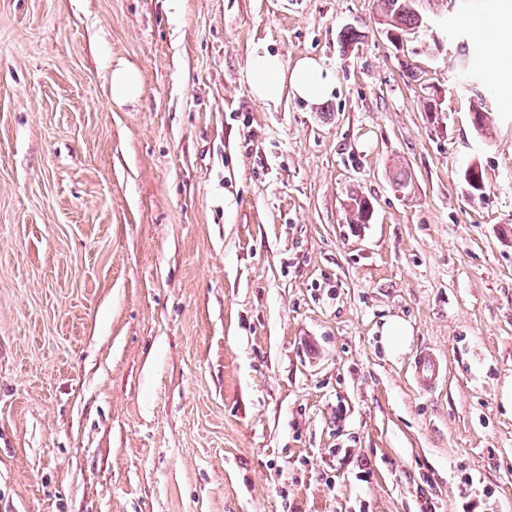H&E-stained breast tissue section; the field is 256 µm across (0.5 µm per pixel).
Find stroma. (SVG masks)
Listing matches in <instances>:
<instances>
[{"mask_svg":"<svg viewBox=\"0 0 512 512\" xmlns=\"http://www.w3.org/2000/svg\"><path fill=\"white\" fill-rule=\"evenodd\" d=\"M510 12L0 0V512H512ZM257 46L334 93L256 101ZM423 1L422 6L419 5ZM377 7L383 26H389V30L402 35L410 33L415 28L423 25L428 13L448 11V0H378ZM425 7V9H424ZM142 93V76L134 67L119 62L112 68V101L124 104ZM409 336V327L399 318L388 320L382 329V344L387 353L397 355L401 353ZM440 362L432 353L425 352L415 362L414 378L422 390L432 388L440 375Z\"/></svg>","mask_w":512,"mask_h":512,"instance_id":"35a3bbf8","label":"stroma"}]
</instances>
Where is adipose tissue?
I'll return each instance as SVG.
<instances>
[{
  "mask_svg": "<svg viewBox=\"0 0 512 512\" xmlns=\"http://www.w3.org/2000/svg\"><path fill=\"white\" fill-rule=\"evenodd\" d=\"M250 84L254 97L262 102L279 100L290 92L305 102L317 104L334 91L336 79L317 59L305 57L294 65L266 49L254 51L249 59Z\"/></svg>",
  "mask_w": 512,
  "mask_h": 512,
  "instance_id": "adipose-tissue-1",
  "label": "adipose tissue"
}]
</instances>
